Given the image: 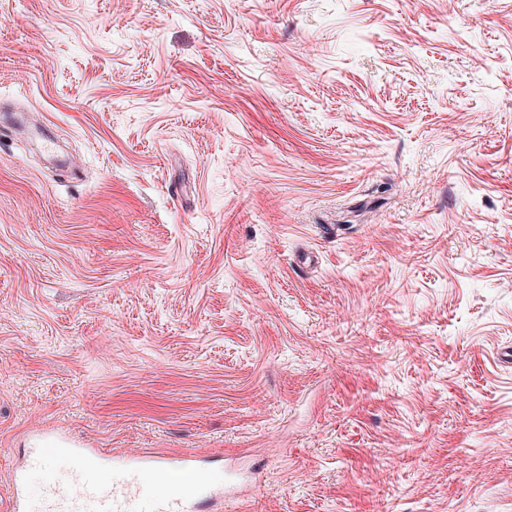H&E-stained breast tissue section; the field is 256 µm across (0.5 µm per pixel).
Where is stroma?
Here are the masks:
<instances>
[{
	"mask_svg": "<svg viewBox=\"0 0 512 512\" xmlns=\"http://www.w3.org/2000/svg\"><path fill=\"white\" fill-rule=\"evenodd\" d=\"M200 512H512V0H0V497L32 438Z\"/></svg>",
	"mask_w": 512,
	"mask_h": 512,
	"instance_id": "35a3bbf8",
	"label": "stroma"
}]
</instances>
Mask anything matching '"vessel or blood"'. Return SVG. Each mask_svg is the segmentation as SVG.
<instances>
[{"label": "vessel or blood", "mask_w": 512, "mask_h": 512, "mask_svg": "<svg viewBox=\"0 0 512 512\" xmlns=\"http://www.w3.org/2000/svg\"><path fill=\"white\" fill-rule=\"evenodd\" d=\"M59 457L69 459L71 481L64 488L47 487L42 512H133L132 505L145 482L158 488L150 512H196L200 500L216 494L222 483L218 475L201 468L194 456L186 454L181 458V469L192 475L193 485L185 492L171 491L165 486L170 464L164 456L145 452L116 465L111 456L66 437L45 443L36 462L48 469ZM23 482V474L14 473L13 488L0 502V512H30L22 493Z\"/></svg>", "instance_id": "1"}]
</instances>
